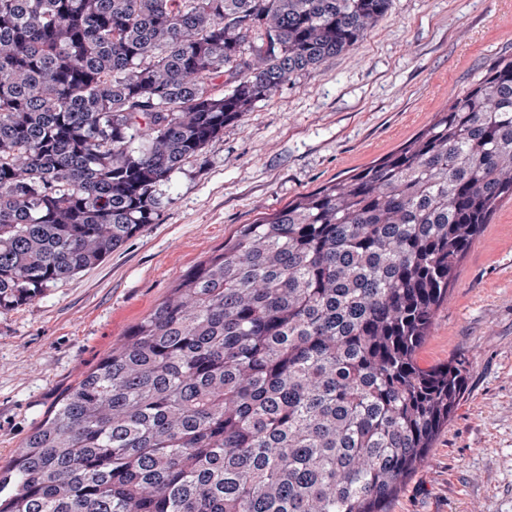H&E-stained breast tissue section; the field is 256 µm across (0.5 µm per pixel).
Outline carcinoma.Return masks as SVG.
<instances>
[{"instance_id": "1", "label": "carcinoma", "mask_w": 512, "mask_h": 512, "mask_svg": "<svg viewBox=\"0 0 512 512\" xmlns=\"http://www.w3.org/2000/svg\"><path fill=\"white\" fill-rule=\"evenodd\" d=\"M392 6L0 0V309L156 223L224 125ZM509 197L499 60L412 141L183 275L0 466V512H388L469 373L418 352Z\"/></svg>"}]
</instances>
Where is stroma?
Returning a JSON list of instances; mask_svg holds the SVG:
<instances>
[{"label": "stroma", "mask_w": 512, "mask_h": 512, "mask_svg": "<svg viewBox=\"0 0 512 512\" xmlns=\"http://www.w3.org/2000/svg\"><path fill=\"white\" fill-rule=\"evenodd\" d=\"M510 56L512 0H393L348 51L225 125L163 186L157 223L0 312V464L241 225L384 158ZM456 355L470 362L465 395L389 512H512V201L461 260L419 363Z\"/></svg>", "instance_id": "1"}]
</instances>
